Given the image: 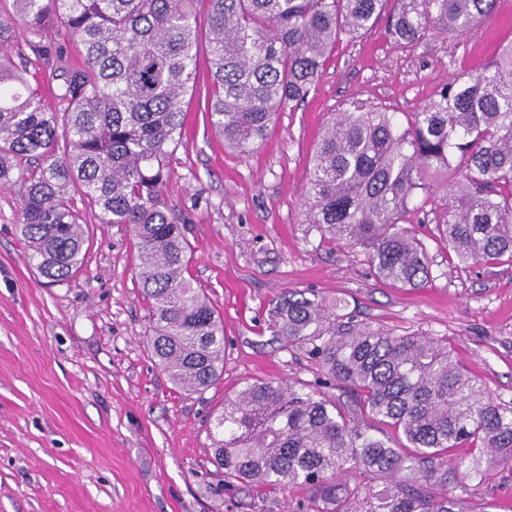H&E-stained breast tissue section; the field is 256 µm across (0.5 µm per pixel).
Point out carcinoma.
<instances>
[{
  "instance_id": "1",
  "label": "carcinoma",
  "mask_w": 512,
  "mask_h": 512,
  "mask_svg": "<svg viewBox=\"0 0 512 512\" xmlns=\"http://www.w3.org/2000/svg\"><path fill=\"white\" fill-rule=\"evenodd\" d=\"M0 17V185L20 193V230L49 283L83 264L78 194L100 224L137 239L148 304L147 348L171 382L193 394L224 369L221 317L186 277L184 218L163 197L169 148L181 143L184 103L197 84L194 0H13ZM208 0L209 92L214 135L249 156L280 112L304 101L344 34L388 14L402 48L457 36L495 0ZM32 38L14 49L15 22ZM61 22L72 60L48 36ZM49 66L57 108L31 88ZM453 172L442 237L459 261L512 267V42L476 74L444 84L417 112L355 105L333 114L308 162L303 205L323 234L361 248L378 277L401 288L430 279L427 250L408 227L410 203L430 197L427 176ZM346 301L287 290L270 303L281 348L317 370L313 384L252 379L214 412V464L224 480L309 492L301 512H476L448 493L512 467V403L457 364L429 336H395L355 320ZM341 385L356 406L325 391ZM392 431L381 438L355 417ZM473 445L465 468L452 449Z\"/></svg>"
}]
</instances>
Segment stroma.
<instances>
[{"label":"stroma","instance_id":"obj_1","mask_svg":"<svg viewBox=\"0 0 512 512\" xmlns=\"http://www.w3.org/2000/svg\"><path fill=\"white\" fill-rule=\"evenodd\" d=\"M512 41V0L463 35L406 49L384 22L342 37L304 102L279 113L247 157L212 136L192 98L168 158L165 197L187 220L189 276L221 314L228 341L218 384L176 387L146 348L147 302L137 241L121 224L81 215V271L49 285L18 231L17 188L0 189V512H297L305 491L226 488L208 432L225 393L250 379L314 381L310 362L282 351L269 303L285 290L345 299L358 320L400 336L426 335L512 400V267L466 265L437 231L449 175L412 217L431 279L397 288L366 258L307 224L308 160L331 113L352 103L415 112L448 79L487 66ZM475 508L512 512V479L466 484Z\"/></svg>","mask_w":512,"mask_h":512}]
</instances>
